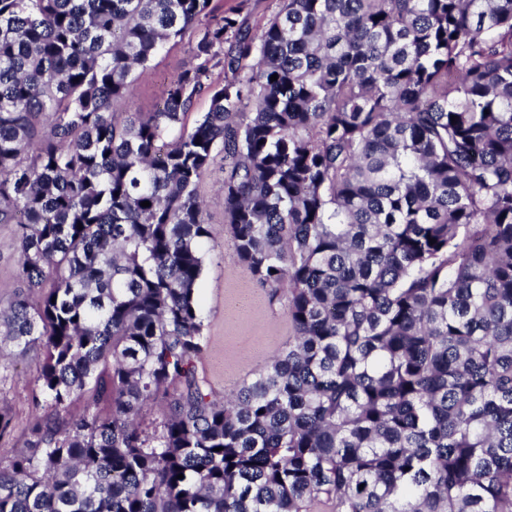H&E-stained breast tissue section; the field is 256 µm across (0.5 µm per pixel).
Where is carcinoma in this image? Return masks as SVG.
I'll use <instances>...</instances> for the list:
<instances>
[{
  "mask_svg": "<svg viewBox=\"0 0 512 512\" xmlns=\"http://www.w3.org/2000/svg\"><path fill=\"white\" fill-rule=\"evenodd\" d=\"M240 14L0 0V374L34 354L55 408L0 459V512H512V0ZM219 160L224 240L295 330L222 399L197 298ZM195 33L167 43L150 62L149 69L139 76L134 84V108L139 112L153 111L160 102L165 84L177 76L190 60L191 46ZM14 224H0V304L13 297L18 284L17 231Z\"/></svg>",
  "mask_w": 512,
  "mask_h": 512,
  "instance_id": "obj_1",
  "label": "carcinoma"
}]
</instances>
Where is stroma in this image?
Here are the masks:
<instances>
[{
	"label": "stroma",
	"instance_id": "obj_1",
	"mask_svg": "<svg viewBox=\"0 0 512 512\" xmlns=\"http://www.w3.org/2000/svg\"><path fill=\"white\" fill-rule=\"evenodd\" d=\"M194 41V33H187L167 43L154 56L149 69L134 85L137 111L155 109L166 83L187 66ZM223 178L221 167L215 166L201 185L212 238L198 283L207 338L198 368L218 396L253 379L294 334L284 308L250 276L233 247L224 240V196L220 190ZM17 271L16 227L0 224V304L12 298L18 284ZM29 365V358L18 359L7 379L0 381V394L5 397L15 426L10 442L0 445V459L23 446L36 416L31 405V387L20 380Z\"/></svg>",
	"mask_w": 512,
	"mask_h": 512
}]
</instances>
